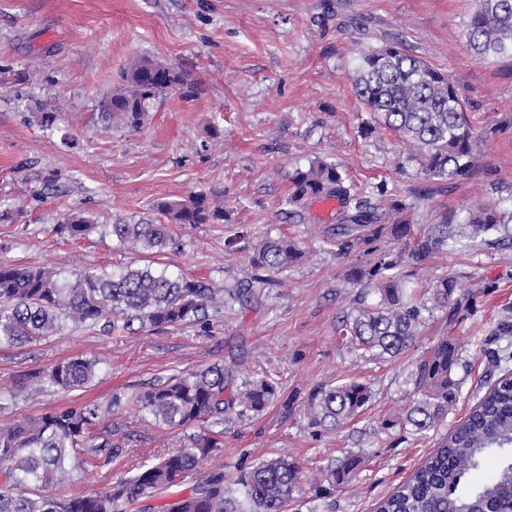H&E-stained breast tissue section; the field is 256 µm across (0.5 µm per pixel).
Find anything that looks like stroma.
<instances>
[{"label": "stroma", "mask_w": 512, "mask_h": 512, "mask_svg": "<svg viewBox=\"0 0 512 512\" xmlns=\"http://www.w3.org/2000/svg\"><path fill=\"white\" fill-rule=\"evenodd\" d=\"M473 0H0V262L65 270L154 264L173 274L221 284L246 282L266 236L301 242L309 256L281 285L258 289L250 306L211 315L210 329L167 327L124 336L68 327L28 345L0 344V391L71 357L103 360L88 388L47 389L35 401L0 404V423L81 402L111 404L151 384L242 355L245 377L268 376L278 394L259 416L224 417V462L256 463L286 454L305 473L344 452L365 463L336 492L335 512H376L407 480L486 390L480 340L512 309V246L463 247L416 269L424 289L459 274L462 287L480 282L468 319L454 332L472 372L456 406L424 435L383 430L404 412L413 359L359 358L336 334L354 295L340 277L335 211L311 203L285 218L288 175L325 159L342 165L369 193L401 194L414 223L478 204L512 209V61L474 59L465 22ZM390 42L447 72L467 101L481 142L471 175L427 181L392 132L367 134L370 115L349 79L361 50ZM147 57L201 83L183 99L172 90L154 100L143 127L128 131L101 119L102 102L133 58ZM50 112L52 126L40 117ZM220 137H211V129ZM192 192H215L226 221L175 230L173 248L146 254L117 248L104 224L154 218L152 203ZM83 211L98 229L82 239L57 230L64 214ZM237 239L234 261L225 243ZM359 381L374 396L344 427L321 435L307 428L288 398L303 399L320 383ZM124 454L101 467L74 471L67 493L104 489L156 455L182 447L187 430L159 427L113 406L97 429Z\"/></svg>", "instance_id": "obj_1"}]
</instances>
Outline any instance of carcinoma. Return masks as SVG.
<instances>
[{
    "mask_svg": "<svg viewBox=\"0 0 512 512\" xmlns=\"http://www.w3.org/2000/svg\"><path fill=\"white\" fill-rule=\"evenodd\" d=\"M464 35L476 59L511 60L512 0H474ZM351 81L372 116L366 133H396L427 180L470 175L475 149L466 100L445 72L393 42L361 53ZM174 89L186 100L198 93V86L174 68L149 58L134 59L108 99L110 111L101 117L109 125L137 131L152 100ZM288 180L285 205L292 218L314 201H337V254L347 259L341 278L358 291L336 333L353 349L378 358L418 349L422 328L434 312L443 313L451 327L472 311L476 292L460 288L457 277L443 275L421 291L410 287L414 269L435 254L467 243L495 246L512 240L509 217L495 205L470 208L462 218L445 212L422 230L413 224L411 206L398 192L380 188L374 203L348 183L334 163L315 161L289 174ZM153 209L164 223L138 219L109 224L107 233L122 248L160 253L176 243L172 227L226 220L223 203L205 192L178 200L160 198ZM95 228L77 213L65 214L59 224V231L74 239ZM303 257L294 240L268 236L254 248L250 263L262 272L258 283L270 286ZM372 292L379 296L375 303L367 301ZM255 299V292L240 283L217 286L149 265L66 272L0 263V343L38 342L60 334L69 322L100 326L119 336L147 328L202 325L211 309L232 311ZM511 343L512 316L506 313L480 344L491 367L503 374L412 477L379 502L377 512H512V381L505 377L512 371ZM100 364L95 357L83 356L60 361L27 377L18 388L1 392L0 401L48 388H86L98 378ZM242 364L240 357L229 366L212 364L132 395L126 410L135 417L157 426H200L203 432L190 437L189 447L161 454L156 463L101 492L68 495L62 488L77 462L97 466L125 452L109 439L96 442L102 406L89 402L0 424V512H288L294 503L316 500L328 510L335 508L330 497L349 485L362 464L359 455L329 460L309 481L286 455L233 474L224 471V414L231 411L241 419L257 415L276 395L277 383L267 377L235 385ZM470 373V362L455 337L429 340L411 363L404 417L386 422L384 428L409 426L419 435L434 429L456 405ZM372 398L371 387L362 382L317 385L302 402L307 426L332 432ZM490 457L497 460L494 471L483 482L469 484L470 474ZM208 460L216 464L186 490L175 491ZM155 501L160 505H153Z\"/></svg>",
    "mask_w": 512,
    "mask_h": 512,
    "instance_id": "obj_1",
    "label": "carcinoma"
}]
</instances>
